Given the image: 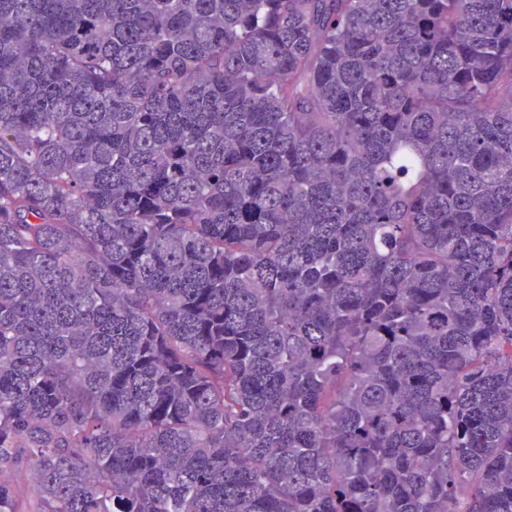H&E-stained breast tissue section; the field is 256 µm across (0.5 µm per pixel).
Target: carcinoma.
I'll return each mask as SVG.
<instances>
[{
    "label": "carcinoma",
    "mask_w": 512,
    "mask_h": 512,
    "mask_svg": "<svg viewBox=\"0 0 512 512\" xmlns=\"http://www.w3.org/2000/svg\"><path fill=\"white\" fill-rule=\"evenodd\" d=\"M0 512H512V0H0Z\"/></svg>",
    "instance_id": "obj_1"
}]
</instances>
